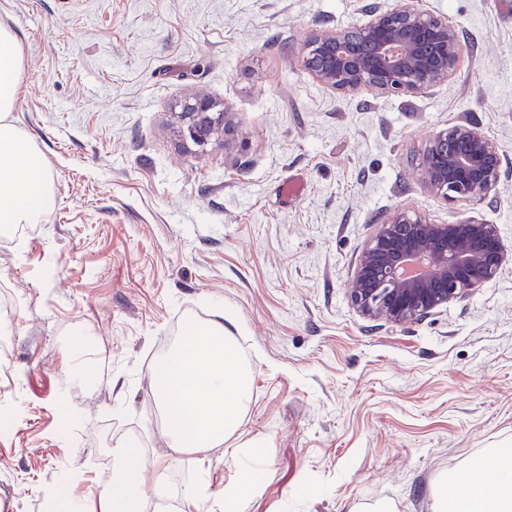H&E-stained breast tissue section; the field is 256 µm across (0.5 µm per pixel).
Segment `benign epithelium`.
I'll use <instances>...</instances> for the list:
<instances>
[{"label":"benign epithelium","mask_w":512,"mask_h":512,"mask_svg":"<svg viewBox=\"0 0 512 512\" xmlns=\"http://www.w3.org/2000/svg\"><path fill=\"white\" fill-rule=\"evenodd\" d=\"M361 26L313 32L302 63L323 86L346 95L372 90L410 96L455 73L460 34L447 19L419 8L369 9ZM228 113L194 92L178 113L181 135L198 146L229 132ZM427 190L451 202H481L502 175L498 145L464 123L433 138L419 158ZM506 261L496 225L472 219L428 221L403 209L382 220L356 267L349 297L354 308L394 323L422 321L492 280Z\"/></svg>","instance_id":"1"}]
</instances>
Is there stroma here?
Segmentation results:
<instances>
[{"mask_svg": "<svg viewBox=\"0 0 512 512\" xmlns=\"http://www.w3.org/2000/svg\"><path fill=\"white\" fill-rule=\"evenodd\" d=\"M408 3L462 36L448 82L411 97L339 95L303 66L306 34ZM24 47L13 114L56 201L0 234V496L89 512L116 440L146 448L156 512L208 481L258 478L242 512H429L428 486L512 448V0H0ZM209 94L234 130L199 147L176 117ZM476 124L499 146L493 199L448 203L420 182L431 138ZM497 225L499 274L431 317L360 315L349 277L383 216ZM231 313L252 371L237 433L207 464L174 447L150 367L191 320ZM84 348H75L77 339Z\"/></svg>", "mask_w": 512, "mask_h": 512, "instance_id": "stroma-1", "label": "stroma"}]
</instances>
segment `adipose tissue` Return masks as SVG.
Segmentation results:
<instances>
[{"label":"adipose tissue","instance_id":"obj_1","mask_svg":"<svg viewBox=\"0 0 512 512\" xmlns=\"http://www.w3.org/2000/svg\"><path fill=\"white\" fill-rule=\"evenodd\" d=\"M18 35L0 25V228L43 223L54 207L55 191L40 151L15 125L23 74ZM175 447L198 454L232 437L250 398V367L222 321L186 323L184 338L149 369ZM209 409L199 412L198 401ZM112 488L101 492L102 512H144L140 491L142 460L133 441L112 450ZM474 492L463 501L454 477L437 478L430 512H512V448H488L469 457Z\"/></svg>","mask_w":512,"mask_h":512}]
</instances>
